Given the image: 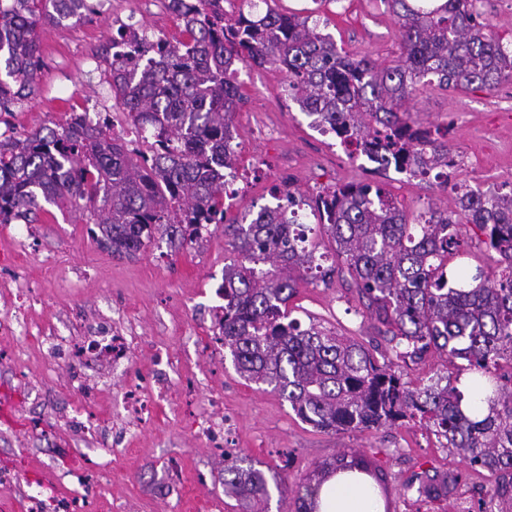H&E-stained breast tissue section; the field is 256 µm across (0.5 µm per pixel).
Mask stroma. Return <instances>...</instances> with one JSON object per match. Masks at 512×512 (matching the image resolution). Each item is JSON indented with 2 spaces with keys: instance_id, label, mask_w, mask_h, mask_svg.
Wrapping results in <instances>:
<instances>
[{
  "instance_id": "1",
  "label": "stroma",
  "mask_w": 512,
  "mask_h": 512,
  "mask_svg": "<svg viewBox=\"0 0 512 512\" xmlns=\"http://www.w3.org/2000/svg\"><path fill=\"white\" fill-rule=\"evenodd\" d=\"M270 7L327 20L337 45L376 63L400 53L399 27L382 0H274ZM123 23L171 41L181 37L177 19L157 0H102L92 19L40 26L39 92L11 117L16 135L63 121L72 111H111L112 94L100 79L96 55ZM236 79L245 101L233 122L239 178L224 200L225 223H241L273 205L276 190L313 198L368 179L383 181L411 220L431 205L454 207V194L435 178H402L348 157L334 134L312 127L288 98L279 68L242 64ZM409 107L424 125L447 129L456 162L450 182L484 189L512 181V80L491 90L428 87ZM224 225L208 226L198 242L176 253L158 238L135 258L119 259L98 245L81 211L68 203L44 205L33 224H0L1 318L14 314L17 290L32 284L42 298L27 316L33 331L79 336L84 324L105 322L133 339L128 368L99 369L89 393L72 388L62 365L42 347L0 343V473L15 477L12 486L0 484V500L29 512L27 494L38 488L44 512H54L57 502L72 496L74 474L94 471L105 479L94 496L95 512H239L224 493V467L242 458L284 479L288 491L272 495L269 512H293L292 488L340 450L358 448L385 476L391 512H480L497 481L485 470L464 477L447 497L410 491V484L454 465L418 421L327 432L302 422L278 394L239 377L229 350L212 339L213 312L221 302L216 290L225 263L235 257ZM288 306L301 321L383 353L389 348L344 269L327 287L300 283ZM155 348L167 351V363L156 364ZM144 376L163 386L154 395V414L145 426L114 438L112 420L121 414L124 389ZM77 410L100 419L101 439L72 426ZM215 413L224 417L220 450L197 434Z\"/></svg>"
}]
</instances>
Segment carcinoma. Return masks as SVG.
Returning <instances> with one entry per match:
<instances>
[{
	"mask_svg": "<svg viewBox=\"0 0 512 512\" xmlns=\"http://www.w3.org/2000/svg\"><path fill=\"white\" fill-rule=\"evenodd\" d=\"M8 2L0 6V115L38 92L37 28L99 14L92 0ZM215 2L170 0L187 40L131 41L132 55L154 51L162 57L156 64L114 62L112 44L127 36L122 25L100 48L115 106L152 129L148 151L110 135L109 117L89 125L76 112L53 128L0 141V224L34 223L42 200L85 201L86 223L118 258L158 236L180 250L206 225H224L237 258L224 265L216 290L224 306L215 335L242 378L270 388L323 431L417 419L464 467L498 476L483 512H512V183L482 191L457 182V210L430 207L413 224L380 181L329 188L311 201L288 191L287 204L261 207L250 223H224V170L234 168L233 117L242 102L231 79L236 63L281 68L288 97L349 154L370 156L380 170L402 156L419 170L443 171L455 166L446 134L417 123L408 100L426 85L492 89L512 79V51L487 33L477 0H385L401 34V53L385 66L346 53L307 17L269 8L226 19ZM307 207L385 327L392 352L386 361L350 336L302 325L288 309L299 283L328 286L336 271L308 239ZM467 224L498 255L494 274L448 269ZM431 350L446 356L448 374L409 386L396 363H419ZM465 373L483 390L478 413L459 387ZM347 472L371 478L387 494L363 452L346 448L297 485L295 512H318L316 490ZM461 478L450 471L439 486L406 490L448 494ZM272 485L285 491L253 466L224 467V494L242 512H265Z\"/></svg>",
	"mask_w": 512,
	"mask_h": 512,
	"instance_id": "1",
	"label": "carcinoma"
}]
</instances>
